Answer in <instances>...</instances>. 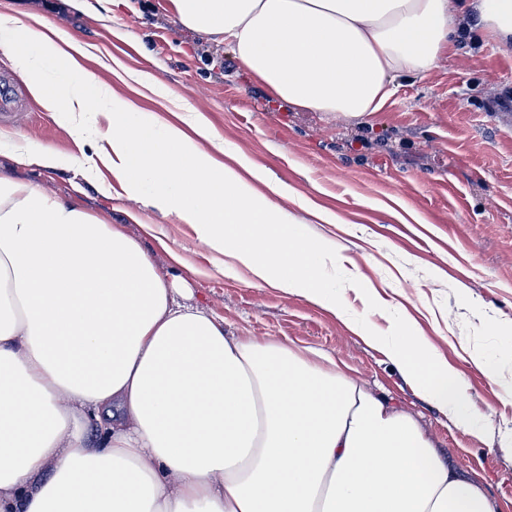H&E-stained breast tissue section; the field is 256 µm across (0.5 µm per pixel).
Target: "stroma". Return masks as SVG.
Listing matches in <instances>:
<instances>
[{
	"mask_svg": "<svg viewBox=\"0 0 512 512\" xmlns=\"http://www.w3.org/2000/svg\"><path fill=\"white\" fill-rule=\"evenodd\" d=\"M158 2L131 0L86 14L69 0H0L11 13L33 12L66 31L88 51L87 69L118 98H138L145 112L161 113L164 99L144 86L165 88L208 118L228 155L248 158L337 213L340 223L312 219L306 226L308 236L334 241L341 255L326 269L328 280L342 289L361 273L366 294H348L350 311L362 313L370 301L380 309L373 325L390 332L415 326L464 376L479 430L430 408L383 352L333 312L213 272L191 225L148 209L129 220L134 204L111 172L78 169L85 145L38 104L0 50V85L16 96L14 115L0 118V137L59 157L52 169L31 162L23 177L126 225L160 274L187 279L184 302L223 318L225 330L334 356L414 411L457 467L512 512V448L501 443L512 430V371L492 378L473 362L512 353V110L494 107L512 95V54L491 43L460 46L443 67L397 78L394 96L366 121L332 119L272 97L231 46L213 47ZM149 224L155 233L146 232Z\"/></svg>",
	"mask_w": 512,
	"mask_h": 512,
	"instance_id": "obj_1",
	"label": "stroma"
}]
</instances>
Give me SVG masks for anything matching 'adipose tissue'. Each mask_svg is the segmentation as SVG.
<instances>
[{
    "label": "adipose tissue",
    "mask_w": 512,
    "mask_h": 512,
    "mask_svg": "<svg viewBox=\"0 0 512 512\" xmlns=\"http://www.w3.org/2000/svg\"><path fill=\"white\" fill-rule=\"evenodd\" d=\"M186 29L231 46L288 105L362 120L399 76L439 67L473 33L512 51V0H166ZM0 50L75 138L77 164L107 166L127 197L193 226L220 274L334 313L330 243L307 236L289 199L317 208L246 158L229 166L205 117L145 114L83 64L45 18L0 12ZM101 115V127L87 114ZM50 151L15 146L0 170V512H501L438 450L416 415L348 376L332 356L225 331L177 302L124 225L18 173ZM345 325L401 369L429 405L466 427L465 383L424 337Z\"/></svg>",
    "instance_id": "obj_1"
}]
</instances>
